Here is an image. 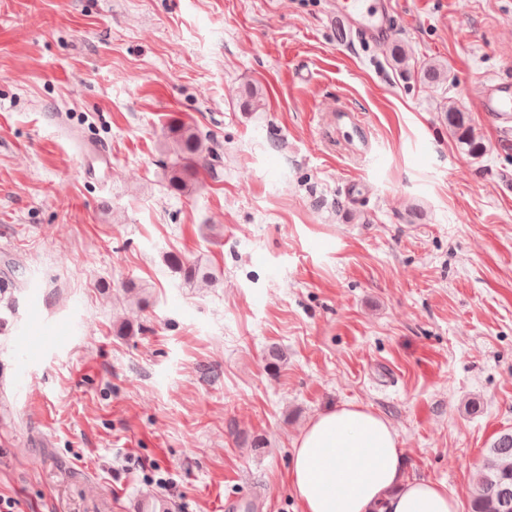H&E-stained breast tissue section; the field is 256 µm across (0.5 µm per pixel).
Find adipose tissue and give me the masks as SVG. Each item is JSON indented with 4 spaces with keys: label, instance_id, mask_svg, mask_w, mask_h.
Listing matches in <instances>:
<instances>
[{
    "label": "adipose tissue",
    "instance_id": "adipose-tissue-1",
    "mask_svg": "<svg viewBox=\"0 0 512 512\" xmlns=\"http://www.w3.org/2000/svg\"><path fill=\"white\" fill-rule=\"evenodd\" d=\"M288 488L300 512H459L444 485L407 476L389 420L355 404L326 410L300 430Z\"/></svg>",
    "mask_w": 512,
    "mask_h": 512
}]
</instances>
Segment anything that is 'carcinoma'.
<instances>
[{"instance_id": "carcinoma-1", "label": "carcinoma", "mask_w": 512, "mask_h": 512, "mask_svg": "<svg viewBox=\"0 0 512 512\" xmlns=\"http://www.w3.org/2000/svg\"><path fill=\"white\" fill-rule=\"evenodd\" d=\"M448 129L458 146L472 156L486 152L483 140L476 133L468 115L458 107L445 111ZM168 138L176 146V158L168 168V187L183 194L199 183L200 170H213L220 157L205 147L195 127L184 123L169 128ZM171 272L187 283L198 279L215 284L219 281L211 269L178 256L167 258ZM470 512H512V431L501 433L487 449V457L478 469L471 491Z\"/></svg>"}]
</instances>
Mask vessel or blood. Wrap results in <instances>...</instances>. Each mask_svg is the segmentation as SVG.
Returning <instances> with one entry per match:
<instances>
[{"mask_svg":"<svg viewBox=\"0 0 512 512\" xmlns=\"http://www.w3.org/2000/svg\"><path fill=\"white\" fill-rule=\"evenodd\" d=\"M333 17L360 38L385 41L395 27L388 0H334ZM478 105L503 124H512V79L499 78L479 92Z\"/></svg>","mask_w":512,"mask_h":512,"instance_id":"b4317fda","label":"vessel or blood"}]
</instances>
